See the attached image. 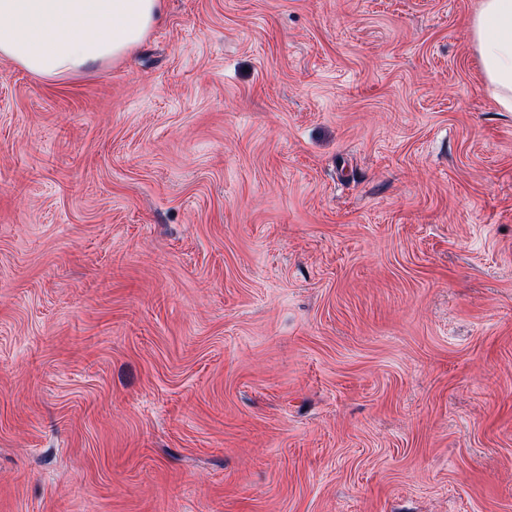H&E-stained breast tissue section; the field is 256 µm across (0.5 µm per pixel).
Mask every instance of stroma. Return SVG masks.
I'll list each match as a JSON object with an SVG mask.
<instances>
[{
    "label": "stroma",
    "mask_w": 512,
    "mask_h": 512,
    "mask_svg": "<svg viewBox=\"0 0 512 512\" xmlns=\"http://www.w3.org/2000/svg\"><path fill=\"white\" fill-rule=\"evenodd\" d=\"M480 0H165L0 57V512H512V112ZM163 0H0V57L39 77H66L135 49Z\"/></svg>",
    "instance_id": "stroma-1"
}]
</instances>
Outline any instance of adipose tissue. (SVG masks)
<instances>
[{
    "mask_svg": "<svg viewBox=\"0 0 512 512\" xmlns=\"http://www.w3.org/2000/svg\"><path fill=\"white\" fill-rule=\"evenodd\" d=\"M163 0H0V57L39 77H66L135 49ZM472 35L497 105L512 112V0H480Z\"/></svg>",
    "mask_w": 512,
    "mask_h": 512,
    "instance_id": "1",
    "label": "adipose tissue"
}]
</instances>
